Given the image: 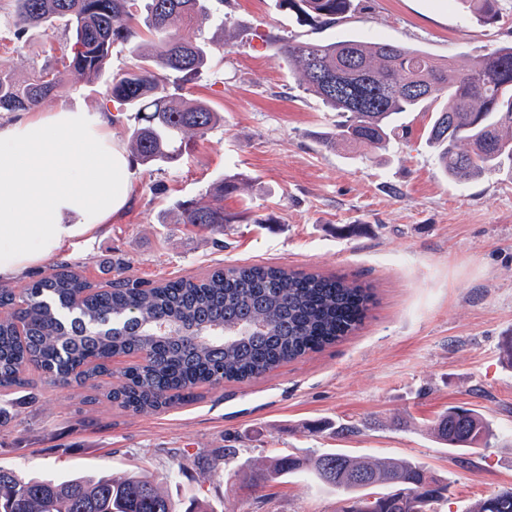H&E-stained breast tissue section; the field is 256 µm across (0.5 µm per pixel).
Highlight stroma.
Here are the masks:
<instances>
[{"mask_svg": "<svg viewBox=\"0 0 512 512\" xmlns=\"http://www.w3.org/2000/svg\"><path fill=\"white\" fill-rule=\"evenodd\" d=\"M355 2L348 20L311 29L276 0H208L211 20L186 34L209 44L213 60L183 88L221 121L187 144L177 167L131 161L127 207L57 258L97 285L121 270L155 283L255 264L344 276L375 294L360 329L251 381L196 388L192 402L152 415L86 406L81 390L35 378L7 395L1 468L57 477L145 471L177 512L196 498L215 512H340L341 496L308 473L270 484L260 499L240 488L239 462L259 471L268 456L318 449L421 463L451 483L436 512H472L512 487V365L500 353L512 335V169L464 184L444 177L427 142L428 110L401 114L404 136L374 158L324 147L320 134L335 128L336 114L303 90L280 52L291 37L356 34L461 68L512 42V15L480 24L455 0ZM64 39L60 24L19 27L13 0H0V68L16 79ZM77 107L116 110L102 81L47 105ZM234 173L247 180L224 207L247 211L249 223L220 236L176 223L177 203L207 201L212 184ZM267 216L273 224L258 228ZM451 406L490 422V447L462 460L435 439L430 425ZM342 424L359 431L336 436Z\"/></svg>", "mask_w": 512, "mask_h": 512, "instance_id": "1", "label": "stroma"}]
</instances>
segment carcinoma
I'll return each instance as SVG.
<instances>
[{
  "label": "carcinoma",
  "mask_w": 512,
  "mask_h": 512,
  "mask_svg": "<svg viewBox=\"0 0 512 512\" xmlns=\"http://www.w3.org/2000/svg\"><path fill=\"white\" fill-rule=\"evenodd\" d=\"M18 23L49 28L59 19L68 33L54 63L17 81L0 70V112H30L60 90L92 82L106 69L115 43L136 63L112 78L107 93L117 111L134 113L131 147L141 165L180 161L185 138L203 141L218 121L204 100L171 87L172 73L188 79L211 62L207 44L178 33L211 18L205 0H14ZM312 27L341 21L353 0H277ZM481 23L503 17V0H457ZM300 86L339 114L326 147L384 150L397 115L432 109L428 142L444 175L466 183L512 164V46L494 48L467 70L422 49L386 40L343 37L333 42L290 39L281 46ZM238 177L216 184L205 203L177 206L175 223L213 231L244 215L224 209ZM372 295L343 278L281 267L218 268L201 278L164 285L118 272L108 287L83 279L61 261L47 275L14 288L0 285V391L31 385L37 372L65 389L88 386L83 403L103 401L136 414L181 405L200 385L246 382L353 333ZM144 354L146 363L108 381L112 357ZM431 430L441 444L470 455L495 433L479 412L450 407ZM308 471L364 512L367 490L383 485L377 512H430L448 498V481L423 465L387 459L370 463L333 451L273 457L247 487ZM0 512H175L148 476L23 477L0 468ZM474 512H512V488L483 499Z\"/></svg>",
  "instance_id": "carcinoma-1"
}]
</instances>
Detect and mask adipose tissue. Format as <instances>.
<instances>
[{"mask_svg":"<svg viewBox=\"0 0 512 512\" xmlns=\"http://www.w3.org/2000/svg\"><path fill=\"white\" fill-rule=\"evenodd\" d=\"M111 116L58 109L0 128V279L24 274L127 204Z\"/></svg>","mask_w":512,"mask_h":512,"instance_id":"adipose-tissue-1","label":"adipose tissue"}]
</instances>
